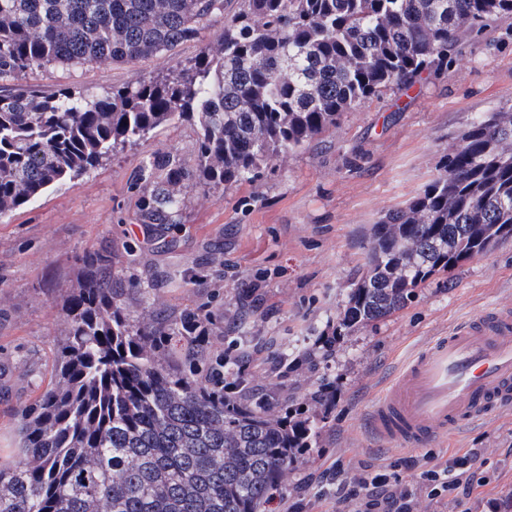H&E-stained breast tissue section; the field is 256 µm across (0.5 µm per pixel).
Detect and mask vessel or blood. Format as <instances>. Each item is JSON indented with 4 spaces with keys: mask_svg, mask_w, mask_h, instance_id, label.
Segmentation results:
<instances>
[{
    "mask_svg": "<svg viewBox=\"0 0 512 512\" xmlns=\"http://www.w3.org/2000/svg\"><path fill=\"white\" fill-rule=\"evenodd\" d=\"M512 407V306L495 305L429 343L370 411L381 438L419 446Z\"/></svg>",
    "mask_w": 512,
    "mask_h": 512,
    "instance_id": "obj_1",
    "label": "vessel or blood"
}]
</instances>
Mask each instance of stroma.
<instances>
[{"label":"stroma","mask_w":512,"mask_h":512,"mask_svg":"<svg viewBox=\"0 0 512 512\" xmlns=\"http://www.w3.org/2000/svg\"><path fill=\"white\" fill-rule=\"evenodd\" d=\"M223 16L199 41L133 65L67 72L49 67L27 80L55 91L70 81L94 94L168 74L216 41ZM512 104V19L488 27L448 70L423 75L406 96L390 93L347 113L333 133L271 162L253 181L183 191L175 224H141L131 177L143 158L166 149L186 164L198 131L175 121L115 151L88 174L0 216V464L18 457L16 414L50 370L52 348L68 332L61 307L81 282L90 251L120 255L132 314L163 307L173 319L209 315L208 363L235 349L240 372L257 380L275 408L320 385L339 388L331 408L316 407V434L302 464L262 512H333L315 504L319 485L304 475L337 467L345 475L398 459L413 483L429 457L446 462L472 448L485 459L469 512L489 499L512 512V410L420 447L380 438L368 415L402 366L435 338L481 311L512 302V241L421 289L417 300L378 325L337 336L351 285L361 273L372 224L404 205L437 175L440 157L477 116Z\"/></svg>","instance_id":"stroma-1"}]
</instances>
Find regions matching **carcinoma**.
Instances as JSON below:
<instances>
[{"label": "carcinoma", "mask_w": 512, "mask_h": 512, "mask_svg": "<svg viewBox=\"0 0 512 512\" xmlns=\"http://www.w3.org/2000/svg\"><path fill=\"white\" fill-rule=\"evenodd\" d=\"M218 14L217 46L164 77L103 96L27 84L0 94V215L192 121L194 165L160 151L132 176L139 223L176 224V188L255 179L346 112L448 69L512 18V0H0V78L133 64L198 40ZM438 167L372 225L340 328L385 320L433 276L512 241V105L473 119ZM83 273L47 385L17 414L0 512H261L311 447L320 391L284 413L262 395L213 391L161 354L186 320H132L109 251L86 255Z\"/></svg>", "instance_id": "carcinoma-1"}]
</instances>
